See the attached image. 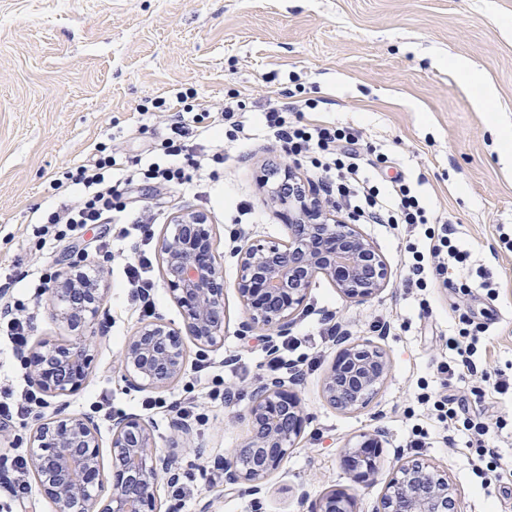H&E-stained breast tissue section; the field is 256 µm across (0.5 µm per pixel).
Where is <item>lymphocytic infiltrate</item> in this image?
<instances>
[{
	"instance_id": "lymphocytic-infiltrate-1",
	"label": "lymphocytic infiltrate",
	"mask_w": 512,
	"mask_h": 512,
	"mask_svg": "<svg viewBox=\"0 0 512 512\" xmlns=\"http://www.w3.org/2000/svg\"><path fill=\"white\" fill-rule=\"evenodd\" d=\"M294 112V107L271 103L264 109L262 119L288 156L306 163L314 173L329 181V193L335 204L345 207L353 221L399 225L411 231L423 229L428 241L426 250H418L412 244L406 247L407 287L423 291L439 284L454 295L471 294L470 284L457 278L469 262L471 252L461 244L452 221L432 215L404 180L397 178L387 185L377 183L374 173L389 158L365 143L358 131L326 121L305 123L295 119ZM170 130V136L156 144L154 161L131 171L127 183L146 180L166 188L186 186L192 181L191 169L208 161L223 163L224 155L218 151L209 156L195 154L187 143L190 132L181 121H173ZM116 165V156L102 150L87 163L55 180L54 190L68 196L69 201L42 214L38 236L74 241L82 237L90 224H132L142 237H150L146 218L128 211L122 192L112 182ZM150 265L149 256L141 249L125 270V286L144 316L150 315L156 306L154 284L147 275ZM27 309L25 299L19 295L0 292V328L5 329L17 353L23 352L28 344ZM458 322L456 337L448 341L453 356L440 365L444 379L431 397L433 416L445 443H454L458 435H467V445L479 474L493 477L499 483H512V464L485 445L488 438L508 425L504 416L489 412L488 395L506 393L512 387V380L501 377L492 388L475 385L468 394H458L457 380L487 376L478 352L481 338L488 330L486 323L474 321L465 312L459 313ZM194 374V379L184 388V398L169 403L168 408L180 419L203 426L208 422V415L195 399L197 383L206 382L207 395L214 402L224 403L229 395L223 375L213 373L206 357L197 359ZM46 404V399L34 390L0 387V426L16 419L26 420Z\"/></svg>"
}]
</instances>
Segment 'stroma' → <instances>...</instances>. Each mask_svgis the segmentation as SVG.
I'll return each instance as SVG.
<instances>
[{"label": "stroma", "mask_w": 512, "mask_h": 512, "mask_svg": "<svg viewBox=\"0 0 512 512\" xmlns=\"http://www.w3.org/2000/svg\"><path fill=\"white\" fill-rule=\"evenodd\" d=\"M454 58L469 60L496 87L495 106L512 123V0H0V278L13 275L14 289L27 295L41 268L62 272L79 263L101 274L106 290L85 331L88 377L78 392L52 399L46 416L58 407L89 415L102 399L113 414L141 415L174 469L199 477L200 491L182 512H298L301 485L311 499L342 490L353 497L354 512H376L392 465L413 459L447 472L458 512H500L497 488L474 473L465 445L448 447L435 434L428 447L410 445L415 429L428 424L420 387L439 388L437 367L449 357L456 320L445 288L423 295L403 285L405 248L422 243V235L386 224L360 230L391 271L388 287L357 303L320 277L294 317L290 335L311 336L305 351L314 363L295 387L308 420L264 497L252 501L201 476L206 468L222 472L225 456L248 440L253 391L272 377L262 331H238L243 306L233 288L236 244L287 238L269 174L290 167L300 180L309 178L305 165L253 122L272 101L314 100L316 119L360 131L394 158L432 210L454 223L475 266L499 290L492 303L477 288L456 302L489 324L490 371L512 376V253L499 246L500 234H512V163L500 158L475 88L449 67ZM189 89L214 112L230 99L241 101L253 126L250 140L229 149L219 178L200 171L186 192L147 182L123 188L129 207L157 214L150 252H157L174 213L187 207L206 215L224 269V342L206 349L190 341L186 354L191 363L201 355L224 363V381L236 397L231 406L213 408L208 425L179 438L173 413L141 411L144 391L119 371L126 339L144 323L121 288L134 239L113 238L111 255L97 254L93 247L107 228L88 226L82 244L91 254L81 261L71 246L35 237L32 222L35 209L63 205L53 180L86 163L95 147L131 164L151 161L170 115L142 113L139 105L172 103ZM243 209L250 223H239ZM327 316L351 342L378 341L389 362L384 385L364 409L340 411L323 397L322 378L337 353L316 336ZM376 426L387 435L384 466L368 487L352 479L342 450Z\"/></svg>", "instance_id": "obj_1"}]
</instances>
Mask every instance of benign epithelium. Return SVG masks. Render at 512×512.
Returning <instances> with one entry per match:
<instances>
[{
  "label": "benign epithelium",
  "mask_w": 512,
  "mask_h": 512,
  "mask_svg": "<svg viewBox=\"0 0 512 512\" xmlns=\"http://www.w3.org/2000/svg\"><path fill=\"white\" fill-rule=\"evenodd\" d=\"M288 240L254 241L239 246V274L234 284L245 315L239 331L261 328L269 335L288 331L312 281L323 276L344 297L366 301L389 283L388 266L357 225L331 216L316 192L291 170L275 188ZM174 231L158 243L168 292L181 308L183 321L173 328L163 320L142 325L125 342L121 366L134 388L162 389L183 374L184 339L201 347L224 342V271L217 259L210 225L200 214L184 210L174 216ZM53 311L73 330L92 325L105 300L96 277L86 278L75 265L59 275L50 290ZM341 349L328 370L322 391L341 411L366 407L379 391L389 364L376 344L354 345L341 338ZM32 377L50 397L74 393L91 362L81 336L66 342L38 344L32 351ZM251 440L224 458V487L249 496L263 493L300 438L305 423L299 397L282 379L254 390L247 414ZM385 431L376 427L362 441L344 449V463L362 483L375 481L378 448ZM29 465L57 512H160L157 487L170 460L152 450L148 424L133 415L112 418L111 468H105L99 435L88 416L64 415L39 423L29 438ZM448 475L428 460L394 466L381 502L382 512H448L455 506ZM298 503L306 512H354L346 493L333 491L317 501L303 490Z\"/></svg>",
  "instance_id": "benign-epithelium-1"
}]
</instances>
